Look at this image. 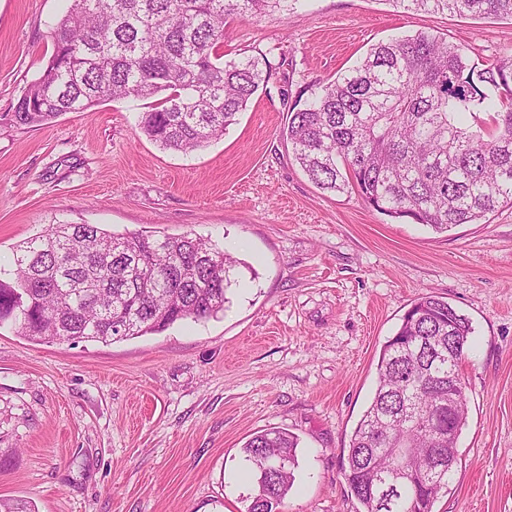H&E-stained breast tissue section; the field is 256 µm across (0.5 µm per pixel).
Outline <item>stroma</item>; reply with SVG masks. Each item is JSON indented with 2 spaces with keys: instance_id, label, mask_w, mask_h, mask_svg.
I'll use <instances>...</instances> for the list:
<instances>
[{
  "instance_id": "35a3bbf8",
  "label": "stroma",
  "mask_w": 512,
  "mask_h": 512,
  "mask_svg": "<svg viewBox=\"0 0 512 512\" xmlns=\"http://www.w3.org/2000/svg\"><path fill=\"white\" fill-rule=\"evenodd\" d=\"M67 0H0V264L51 224L191 234L244 263L224 313L112 343H42L0 326V499L30 512H245L241 448L298 439L283 512H356L342 474L383 344L420 296L471 322L468 419L433 512H512V205L445 233L357 193L318 189L283 139L285 98L334 80L378 41L418 31L474 60L512 58V21L413 13L392 0H304L227 17L224 57L272 77L224 136L160 147L143 100L48 125L13 122Z\"/></svg>"
}]
</instances>
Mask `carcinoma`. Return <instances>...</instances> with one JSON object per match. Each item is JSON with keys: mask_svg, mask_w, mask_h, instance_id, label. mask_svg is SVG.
<instances>
[{"mask_svg": "<svg viewBox=\"0 0 512 512\" xmlns=\"http://www.w3.org/2000/svg\"><path fill=\"white\" fill-rule=\"evenodd\" d=\"M53 53L13 112L19 126L125 98L152 100L143 133L192 151L224 136L270 78L257 57L224 60V20L289 0H68ZM413 11L511 19L512 0H392ZM288 106L283 129L319 189L355 190L369 207L446 232L512 204V58L479 64L445 36L372 45L332 82ZM244 263L188 235H115L52 224L0 270V325L30 340L108 343L224 311ZM471 324L425 294L381 348L377 385L347 448L357 512H432L448 492L467 423ZM297 438L252 436L246 512H282L299 467Z\"/></svg>", "mask_w": 512, "mask_h": 512, "instance_id": "1", "label": "carcinoma"}]
</instances>
